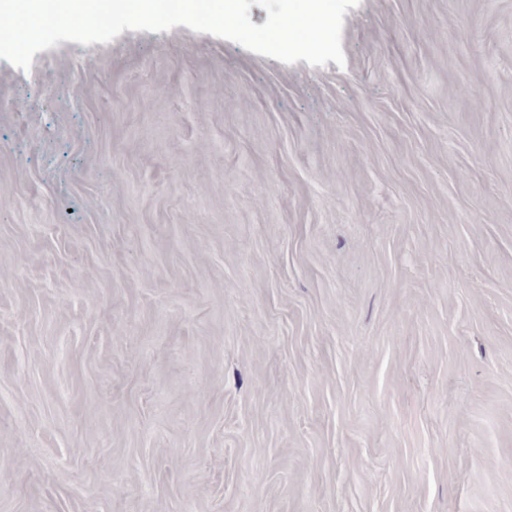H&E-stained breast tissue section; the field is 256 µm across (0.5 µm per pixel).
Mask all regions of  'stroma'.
<instances>
[{"label": "stroma", "instance_id": "obj_1", "mask_svg": "<svg viewBox=\"0 0 512 512\" xmlns=\"http://www.w3.org/2000/svg\"><path fill=\"white\" fill-rule=\"evenodd\" d=\"M341 46L0 58V512H512V0Z\"/></svg>", "mask_w": 512, "mask_h": 512}]
</instances>
